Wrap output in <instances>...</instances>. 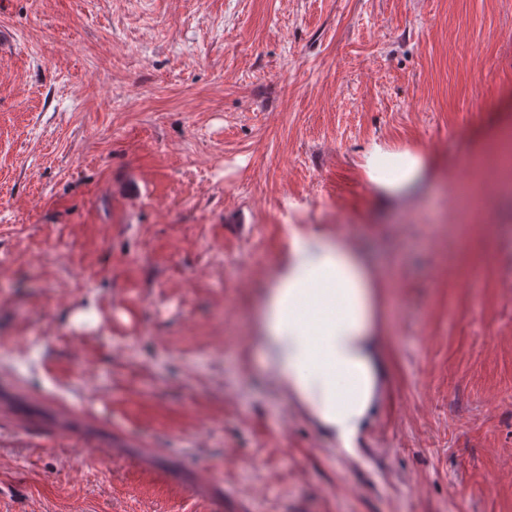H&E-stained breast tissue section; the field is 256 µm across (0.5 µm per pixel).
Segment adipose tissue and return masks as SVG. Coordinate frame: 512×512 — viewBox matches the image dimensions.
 Segmentation results:
<instances>
[{"label":"adipose tissue","instance_id":"obj_1","mask_svg":"<svg viewBox=\"0 0 512 512\" xmlns=\"http://www.w3.org/2000/svg\"><path fill=\"white\" fill-rule=\"evenodd\" d=\"M361 158L376 198L396 205L416 193L428 168L424 152L377 141ZM382 287L380 272L347 238L294 230L259 315L268 375L350 458L360 455L388 376Z\"/></svg>","mask_w":512,"mask_h":512}]
</instances>
